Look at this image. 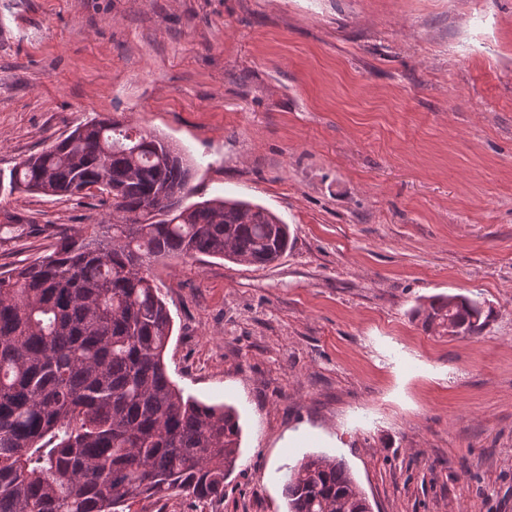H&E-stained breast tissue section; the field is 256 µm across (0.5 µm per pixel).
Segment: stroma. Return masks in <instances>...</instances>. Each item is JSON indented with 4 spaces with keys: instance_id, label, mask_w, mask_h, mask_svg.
Returning a JSON list of instances; mask_svg holds the SVG:
<instances>
[{
    "instance_id": "stroma-1",
    "label": "stroma",
    "mask_w": 512,
    "mask_h": 512,
    "mask_svg": "<svg viewBox=\"0 0 512 512\" xmlns=\"http://www.w3.org/2000/svg\"><path fill=\"white\" fill-rule=\"evenodd\" d=\"M112 118L196 163L191 201L259 205L257 267L155 262L168 374L229 404L224 497L122 512H288L287 466L345 459L371 512H512V0H0V173ZM95 198L0 188V272L96 224ZM465 295L480 335L414 308Z\"/></svg>"
}]
</instances>
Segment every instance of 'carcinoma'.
Wrapping results in <instances>:
<instances>
[{
  "label": "carcinoma",
  "instance_id": "1",
  "mask_svg": "<svg viewBox=\"0 0 512 512\" xmlns=\"http://www.w3.org/2000/svg\"><path fill=\"white\" fill-rule=\"evenodd\" d=\"M190 162L111 118L77 125L9 173L12 191L112 202L98 224L60 227L50 254L0 272V512H118L135 498H224L239 456L230 405L184 395L164 352L171 315L152 263L208 255L276 262L288 225L263 207L189 206ZM428 331L482 332L479 303L415 308ZM289 512H370L345 461L304 457L285 473Z\"/></svg>",
  "mask_w": 512,
  "mask_h": 512
}]
</instances>
